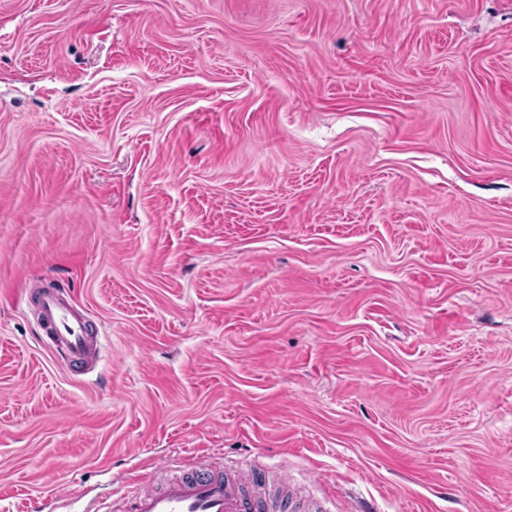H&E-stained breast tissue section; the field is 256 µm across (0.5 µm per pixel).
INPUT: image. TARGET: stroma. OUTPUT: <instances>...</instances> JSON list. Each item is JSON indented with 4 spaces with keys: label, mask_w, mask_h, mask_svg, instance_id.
Wrapping results in <instances>:
<instances>
[{
    "label": "stroma",
    "mask_w": 512,
    "mask_h": 512,
    "mask_svg": "<svg viewBox=\"0 0 512 512\" xmlns=\"http://www.w3.org/2000/svg\"><path fill=\"white\" fill-rule=\"evenodd\" d=\"M203 457L512 512V0H0V512ZM25 295L36 301L41 324L68 362L75 358L87 370L97 361L100 355L97 340L87 333L86 324L76 314L69 295L58 288H43L38 280L25 288Z\"/></svg>",
    "instance_id": "obj_1"
}]
</instances>
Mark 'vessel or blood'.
I'll list each match as a JSON object with an SVG mask.
<instances>
[{
    "label": "vessel or blood",
    "instance_id": "b4317fda",
    "mask_svg": "<svg viewBox=\"0 0 512 512\" xmlns=\"http://www.w3.org/2000/svg\"><path fill=\"white\" fill-rule=\"evenodd\" d=\"M27 297L36 301L41 323L55 347L68 359L89 365L100 350L71 297L59 289L32 282ZM136 490L123 492L112 512H328L321 500L300 493L287 469L218 470L205 458L190 472L154 487L153 471L138 475Z\"/></svg>",
    "mask_w": 512,
    "mask_h": 512
}]
</instances>
